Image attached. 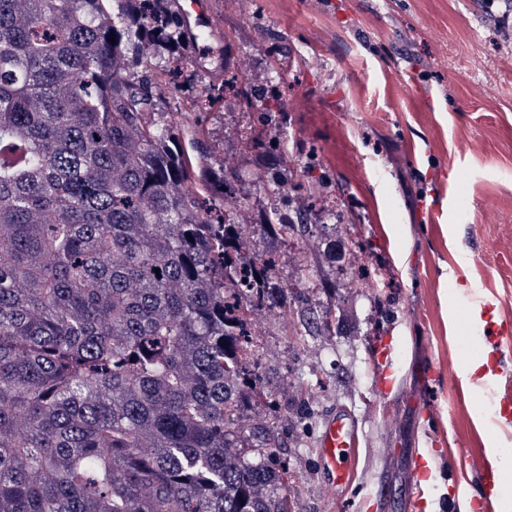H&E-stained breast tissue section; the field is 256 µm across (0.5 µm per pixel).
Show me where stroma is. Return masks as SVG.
Returning a JSON list of instances; mask_svg holds the SVG:
<instances>
[{
    "instance_id": "stroma-1",
    "label": "stroma",
    "mask_w": 512,
    "mask_h": 512,
    "mask_svg": "<svg viewBox=\"0 0 512 512\" xmlns=\"http://www.w3.org/2000/svg\"><path fill=\"white\" fill-rule=\"evenodd\" d=\"M507 0H208L218 74L189 61L178 92L159 85L155 119L187 144L194 128L214 169L249 200H220L227 223L257 224L264 178L287 151L301 230L275 269L282 305L253 310V399L279 438L292 512H462L447 487L480 495L483 440L512 468V434L493 431L512 397V357L464 389L466 358L496 320L512 321V38L490 22ZM288 58L280 69L274 58ZM272 83L269 101L249 102ZM270 109L276 133L257 116ZM331 198L308 196L316 179ZM342 242L344 256L325 254ZM407 256L396 265L397 253ZM373 285L358 287L360 273ZM493 317L464 325L469 292ZM334 311L330 327L320 321ZM396 347L393 388H376L372 349ZM357 432L354 474L330 486L317 458L328 418Z\"/></svg>"
}]
</instances>
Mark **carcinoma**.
Segmentation results:
<instances>
[{
    "instance_id": "carcinoma-1",
    "label": "carcinoma",
    "mask_w": 512,
    "mask_h": 512,
    "mask_svg": "<svg viewBox=\"0 0 512 512\" xmlns=\"http://www.w3.org/2000/svg\"><path fill=\"white\" fill-rule=\"evenodd\" d=\"M171 0H0V512H291L246 414L244 310L296 224H253L153 115ZM270 182L288 186V153ZM160 272H155V269Z\"/></svg>"
}]
</instances>
